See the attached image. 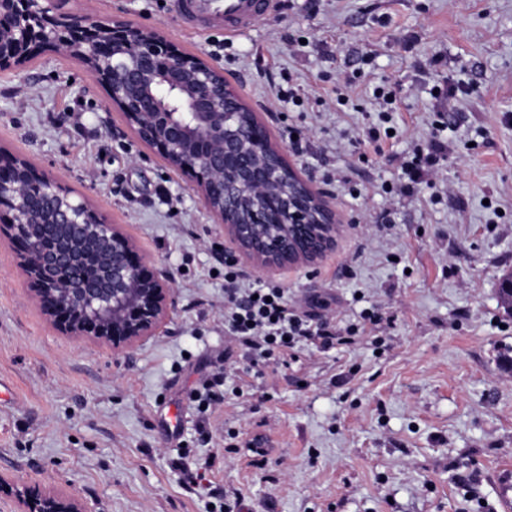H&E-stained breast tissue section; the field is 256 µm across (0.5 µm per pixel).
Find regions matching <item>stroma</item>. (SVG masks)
Here are the masks:
<instances>
[{
    "label": "stroma",
    "mask_w": 512,
    "mask_h": 512,
    "mask_svg": "<svg viewBox=\"0 0 512 512\" xmlns=\"http://www.w3.org/2000/svg\"><path fill=\"white\" fill-rule=\"evenodd\" d=\"M63 6L159 31L223 70L274 141L300 131L305 151L288 158L341 227L315 265L262 279L356 334L300 347L199 413L191 395L231 344V244L195 175L127 132L79 61L0 70V152L63 178L173 288L159 333L115 351L56 331L0 240V474L89 512H207L224 491L242 512H498L494 475L512 463V313L498 300L512 273V0H274L235 37L186 33L173 0ZM442 113L445 157L388 194ZM376 308L381 323L362 318Z\"/></svg>",
    "instance_id": "1"
}]
</instances>
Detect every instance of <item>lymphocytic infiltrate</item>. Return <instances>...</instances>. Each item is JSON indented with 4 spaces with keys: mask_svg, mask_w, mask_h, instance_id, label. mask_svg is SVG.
<instances>
[{
    "mask_svg": "<svg viewBox=\"0 0 512 512\" xmlns=\"http://www.w3.org/2000/svg\"><path fill=\"white\" fill-rule=\"evenodd\" d=\"M224 331L234 345L224 351V369L209 379L198 402L209 405L219 394L241 395L238 374L263 377L278 354L304 343L329 351L347 343L352 328L298 313L285 288L250 277L234 260L224 261Z\"/></svg>",
    "mask_w": 512,
    "mask_h": 512,
    "instance_id": "1",
    "label": "lymphocytic infiltrate"
}]
</instances>
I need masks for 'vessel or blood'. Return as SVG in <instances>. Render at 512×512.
I'll return each mask as SVG.
<instances>
[{"mask_svg":"<svg viewBox=\"0 0 512 512\" xmlns=\"http://www.w3.org/2000/svg\"><path fill=\"white\" fill-rule=\"evenodd\" d=\"M272 3L273 0H179L178 18L192 31L220 28L235 36L250 28Z\"/></svg>","mask_w":512,"mask_h":512,"instance_id":"obj_1","label":"vessel or blood"}]
</instances>
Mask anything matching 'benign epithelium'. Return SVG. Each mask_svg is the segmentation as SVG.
Masks as SVG:
<instances>
[{
  "instance_id": "obj_1",
  "label": "benign epithelium",
  "mask_w": 512,
  "mask_h": 512,
  "mask_svg": "<svg viewBox=\"0 0 512 512\" xmlns=\"http://www.w3.org/2000/svg\"><path fill=\"white\" fill-rule=\"evenodd\" d=\"M79 60L106 88L125 126L174 170L199 174L210 216L224 225L236 259L259 271L310 265L336 245V212L285 160L256 114L213 65L168 47L154 30L59 0H0V70L43 52ZM0 236L19 249L18 268L53 326L114 349L156 335L171 296L166 274L119 228L56 177L22 158L0 162ZM93 260L82 283L67 273ZM18 512H88L55 490L15 487Z\"/></svg>"
}]
</instances>
